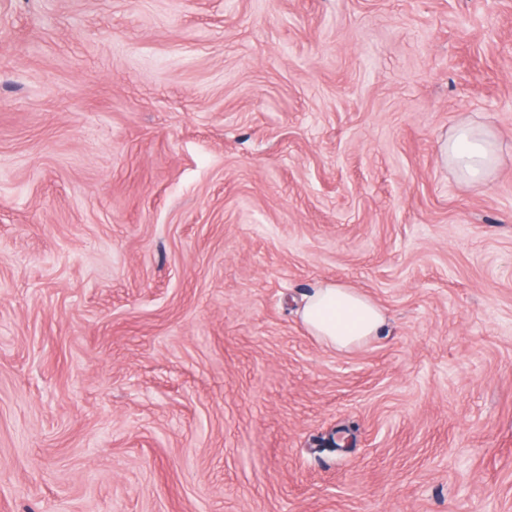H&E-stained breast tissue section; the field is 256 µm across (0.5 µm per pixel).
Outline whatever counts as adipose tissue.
Returning a JSON list of instances; mask_svg holds the SVG:
<instances>
[{
	"label": "adipose tissue",
	"instance_id": "ef3b65f1",
	"mask_svg": "<svg viewBox=\"0 0 512 512\" xmlns=\"http://www.w3.org/2000/svg\"><path fill=\"white\" fill-rule=\"evenodd\" d=\"M444 160L464 180L486 181L494 172L501 147L488 129L458 125L441 146ZM300 317L308 332L336 351H349L383 333L386 317L366 294L339 282L322 283L306 300Z\"/></svg>",
	"mask_w": 512,
	"mask_h": 512
}]
</instances>
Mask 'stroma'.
Here are the masks:
<instances>
[{"instance_id": "1", "label": "stroma", "mask_w": 512, "mask_h": 512, "mask_svg": "<svg viewBox=\"0 0 512 512\" xmlns=\"http://www.w3.org/2000/svg\"><path fill=\"white\" fill-rule=\"evenodd\" d=\"M0 512H512V0H0ZM501 147L488 129L471 123L458 125L441 145L444 160L467 182L486 181L501 158ZM300 317L308 332L336 351H349L383 333L386 317L366 294L339 282L322 283L306 300Z\"/></svg>"}]
</instances>
